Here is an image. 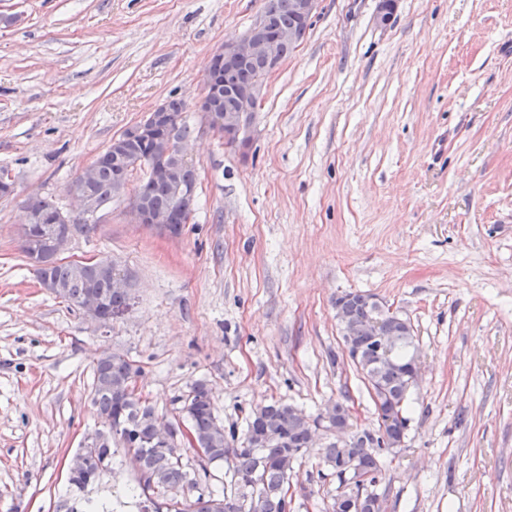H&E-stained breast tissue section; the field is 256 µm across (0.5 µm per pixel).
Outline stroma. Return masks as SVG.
I'll return each instance as SVG.
<instances>
[{
  "mask_svg": "<svg viewBox=\"0 0 512 512\" xmlns=\"http://www.w3.org/2000/svg\"><path fill=\"white\" fill-rule=\"evenodd\" d=\"M266 0H0V512H57L80 442L102 427L92 369L136 361L172 417L192 383L244 436L279 401L346 402L376 429L336 300L376 296L407 318L422 383L385 452L381 512H512V0H318L268 76L246 149L195 103L213 51ZM184 101L195 211L177 237L132 223L124 198L64 260L109 258L129 306L101 328L44 288L20 249L27 198L67 187L154 105ZM319 428L290 471L294 512H328ZM123 455L88 495L126 507Z\"/></svg>",
  "mask_w": 512,
  "mask_h": 512,
  "instance_id": "obj_1",
  "label": "stroma"
}]
</instances>
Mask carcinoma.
<instances>
[{
  "label": "carcinoma",
  "instance_id": "obj_1",
  "mask_svg": "<svg viewBox=\"0 0 512 512\" xmlns=\"http://www.w3.org/2000/svg\"><path fill=\"white\" fill-rule=\"evenodd\" d=\"M293 0H267L260 34L277 36L289 33L291 41L280 44L283 57H288L304 38L308 22L301 19L293 7ZM209 68L217 71L225 85V94L219 111L233 114L240 111V96L244 91L264 82V63L241 62L228 66L213 59ZM172 131L176 137L190 135V127L182 118L186 105L178 99L164 102ZM167 140L159 137L145 147L130 142L125 150L114 154L107 146L97 156V166L89 187L95 198L96 208L104 211L112 208L114 198L122 193L118 174L127 181L134 171L143 172L135 190L154 210L175 214L173 235L181 234L195 210L196 193H187L177 199L172 185L163 178L152 176L149 167L162 161ZM23 209L30 214L52 215L61 213V208L46 198L31 197ZM21 251L26 258L36 257L40 264L39 276L58 287L57 295L73 303L91 290L104 294L107 310L118 315L128 306L129 295L112 290L111 275L96 266L77 268L71 263H61L53 253L44 250L39 237L21 241ZM345 310L348 320L360 323L373 316L381 320L388 333L396 336L399 345L391 360L385 361L375 349L376 341L371 336H360L356 340L360 356L352 362L361 371L368 383L375 412H383L386 419L385 433H400L407 428V394L409 361L415 349L412 326L384 313L375 296L355 292L347 295ZM140 374V367L123 356L112 353L100 356L93 366V403L99 415L120 419L121 429L112 434V447H103L102 464L94 466L92 482H97L102 472L112 462V456L123 450L125 456L135 463L138 473L135 493L130 498L138 505V512H292L293 498L287 495L288 471L282 465L285 460L297 461L309 450V434L312 420L296 407L273 402L258 407L247 421L242 447L232 448L236 433L225 431L214 414L211 393L204 382H196L183 399L180 413L201 448L209 449L206 458L195 461L184 458L181 448L167 451L155 449L150 444V421L157 417L147 399L138 394L124 398L118 389ZM354 443L347 446L337 441L329 442L321 449L322 464L336 477L338 484L349 480L348 464L369 476V483L376 485L382 479L381 436L379 432L363 429L353 434ZM232 462L230 481L222 491L208 486L209 466L222 461ZM193 489L194 499L165 497L172 489ZM356 494L363 495L360 512H380L378 494L366 487L356 486Z\"/></svg>",
  "mask_w": 512,
  "mask_h": 512
}]
</instances>
